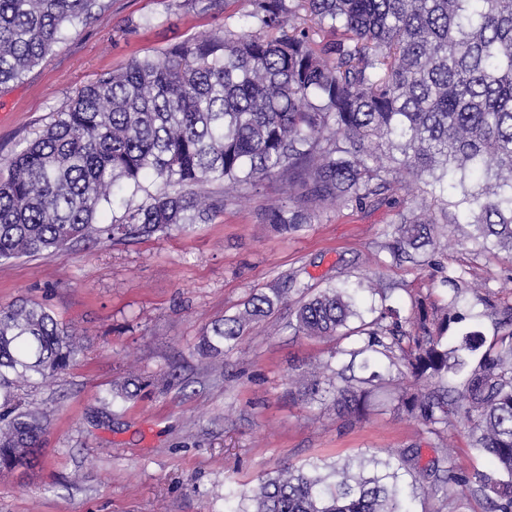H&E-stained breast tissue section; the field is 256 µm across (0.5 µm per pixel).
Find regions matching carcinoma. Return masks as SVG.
I'll use <instances>...</instances> for the list:
<instances>
[{
  "label": "carcinoma",
  "mask_w": 512,
  "mask_h": 512,
  "mask_svg": "<svg viewBox=\"0 0 512 512\" xmlns=\"http://www.w3.org/2000/svg\"><path fill=\"white\" fill-rule=\"evenodd\" d=\"M249 24L187 40L162 57L103 72L0 177V259L49 254L82 240L165 233L206 223L245 186L278 177L286 201L267 221L311 224L323 206L358 207L391 189L420 201L397 212L398 256L423 266L444 223L512 254V0H251ZM99 0H0V85L37 66L69 25ZM119 208L108 222L104 214ZM443 306L408 315L373 289L380 307H358L362 282L330 284L295 311L296 332L353 339L320 366L336 376L311 394L340 414L362 415L392 371L406 378L395 409L438 433L464 420L493 469L450 472L420 449L382 462L385 473L312 463L261 476L253 512H410L399 470L411 466L436 492L468 490L484 512H512V305L483 301L499 317L492 340L460 329L458 279ZM284 291L256 294L201 340L227 354L268 316ZM81 345L44 303L0 308V472L31 467L47 426L22 402L24 385L66 370ZM364 356L355 375V359Z\"/></svg>",
  "instance_id": "cac0c4a2"
}]
</instances>
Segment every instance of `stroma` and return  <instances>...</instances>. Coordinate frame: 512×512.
<instances>
[{"mask_svg": "<svg viewBox=\"0 0 512 512\" xmlns=\"http://www.w3.org/2000/svg\"><path fill=\"white\" fill-rule=\"evenodd\" d=\"M68 27L45 59L0 87V164L25 148L77 91L105 71L184 41L243 24L249 0H100ZM285 198L265 180L212 221L121 243L79 240L61 252L0 261V307L46 304L83 338L77 361L27 399L49 416L39 462L0 473V512H252L260 475L282 466L398 456L408 448L453 472L486 471L462 422L428 433L375 399L360 419L339 415L296 383L327 361L333 340L294 333L304 292L378 276L395 300L450 298L440 267L465 269L461 311L493 336L495 318L475 285L512 299V258L474 252L466 225H440L435 266L393 259L385 244L399 208L417 191L393 183L388 198L324 211L283 233L264 215ZM286 289L283 303L249 325L221 362L200 349L211 324L251 296ZM147 385L117 394L129 372Z\"/></svg>", "mask_w": 512, "mask_h": 512, "instance_id": "stroma-1", "label": "stroma"}]
</instances>
